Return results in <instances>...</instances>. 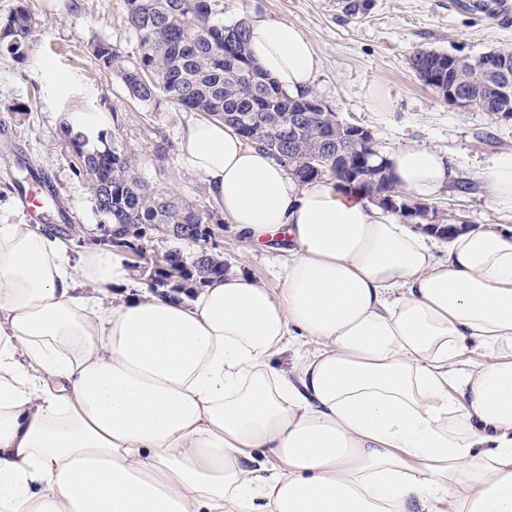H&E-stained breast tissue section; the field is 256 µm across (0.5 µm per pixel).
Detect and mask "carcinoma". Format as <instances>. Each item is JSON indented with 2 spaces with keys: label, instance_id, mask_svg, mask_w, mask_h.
<instances>
[{
  "label": "carcinoma",
  "instance_id": "obj_1",
  "mask_svg": "<svg viewBox=\"0 0 512 512\" xmlns=\"http://www.w3.org/2000/svg\"><path fill=\"white\" fill-rule=\"evenodd\" d=\"M127 21L137 39L138 55L129 61L112 44H90L98 67L116 75L128 94L145 104L163 101L198 113L204 120L230 124L244 141L271 156H288V174L300 182L325 176L350 184L373 202L394 198L405 201L403 191L379 164H365L360 157L348 160L350 168L363 166L371 180L358 182L348 170L319 172L314 159H330L348 150L336 138V113L316 112L299 126L295 137L288 125L317 99L306 90L296 95L283 91L256 66L247 44L246 22L224 26V0H126ZM38 22L24 5L0 19V49L22 57L31 48ZM508 59L512 49L490 50L475 59L422 49L411 65L421 82L436 80L454 86L484 112L512 118V70L508 77L485 70V61ZM59 138L70 169L90 193L103 217L98 243L134 251L128 259L134 281L175 297L187 296L214 278L224 276V256L201 249L188 258L177 247L151 250L150 231L157 224L173 229L169 237L187 243L206 238L207 217L182 196L156 190L136 172L131 152L119 138L104 129L92 137L69 121L60 125Z\"/></svg>",
  "mask_w": 512,
  "mask_h": 512
}]
</instances>
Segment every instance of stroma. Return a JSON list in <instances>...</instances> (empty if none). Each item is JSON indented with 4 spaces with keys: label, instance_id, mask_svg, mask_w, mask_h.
Listing matches in <instances>:
<instances>
[{
    "label": "stroma",
    "instance_id": "35a3bbf8",
    "mask_svg": "<svg viewBox=\"0 0 512 512\" xmlns=\"http://www.w3.org/2000/svg\"><path fill=\"white\" fill-rule=\"evenodd\" d=\"M65 2L57 9L51 0H26L40 21L34 45L23 59L0 52V224L30 218L20 191L10 186L18 167L27 165L35 176L23 189L39 192L38 181L45 177L57 193V204L43 212L42 223L67 218L80 226L84 238L99 235L103 218L72 174L58 136L69 110L104 113L105 129L132 150L146 182L184 196L200 212L218 213L204 177L179 147L185 127L198 121V114L166 102L154 106L133 100L116 76L95 65L90 44L96 39L123 54H137L125 21V0ZM255 14L288 21L310 41L317 59L312 92L338 119L367 127L379 153L409 140L448 152L455 183L432 201V208L477 226L512 224L511 212L493 208L483 181L491 159L512 151V119L450 105L423 85L410 66L413 54L422 49L475 58L512 46V26L502 25L497 13L478 16L469 7H452L450 0H371L355 15L343 11L341 0H224L225 25ZM58 73L80 86L65 105L55 93ZM374 83L392 91L390 108L370 107L367 89ZM211 244L232 270L251 275L271 291L280 290L283 251L249 243L226 223L213 225Z\"/></svg>",
    "mask_w": 512,
    "mask_h": 512
}]
</instances>
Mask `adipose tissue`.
<instances>
[{
    "label": "adipose tissue",
    "instance_id": "adipose-tissue-1",
    "mask_svg": "<svg viewBox=\"0 0 512 512\" xmlns=\"http://www.w3.org/2000/svg\"><path fill=\"white\" fill-rule=\"evenodd\" d=\"M248 29L260 69L307 90L299 30ZM182 151L234 231L285 245L280 292L230 271L182 301L135 294L111 248L75 262L40 225L0 224V512H512V227L457 232L440 259L231 125H190ZM381 161L418 202L453 176L422 143ZM485 181L512 212V152ZM301 336L318 349L280 370Z\"/></svg>",
    "mask_w": 512,
    "mask_h": 512
}]
</instances>
